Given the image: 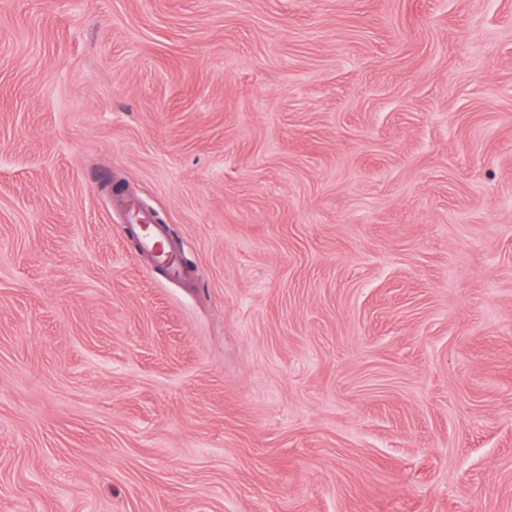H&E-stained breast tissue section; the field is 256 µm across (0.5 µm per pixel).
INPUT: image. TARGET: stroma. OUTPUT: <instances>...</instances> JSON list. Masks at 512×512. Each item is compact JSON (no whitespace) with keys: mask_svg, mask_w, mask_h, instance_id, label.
<instances>
[{"mask_svg":"<svg viewBox=\"0 0 512 512\" xmlns=\"http://www.w3.org/2000/svg\"><path fill=\"white\" fill-rule=\"evenodd\" d=\"M0 512H512V0H0ZM126 225L130 230L139 232V251L149 254L154 267L162 269L167 278L182 280L191 277L190 271L178 261L177 249L169 238L167 226L157 222L136 201L127 204Z\"/></svg>","mask_w":512,"mask_h":512,"instance_id":"stroma-1","label":"stroma"}]
</instances>
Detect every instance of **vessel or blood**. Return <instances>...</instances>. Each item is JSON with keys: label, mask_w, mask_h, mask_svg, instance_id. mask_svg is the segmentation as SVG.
I'll list each match as a JSON object with an SVG mask.
<instances>
[{"label": "vessel or blood", "mask_w": 512, "mask_h": 512, "mask_svg": "<svg viewBox=\"0 0 512 512\" xmlns=\"http://www.w3.org/2000/svg\"><path fill=\"white\" fill-rule=\"evenodd\" d=\"M126 225L137 232L141 252L150 255L155 268L163 270L167 278H190V271L178 261L177 249L169 238L166 225L157 222L149 211L134 201L127 204Z\"/></svg>", "instance_id": "obj_1"}]
</instances>
